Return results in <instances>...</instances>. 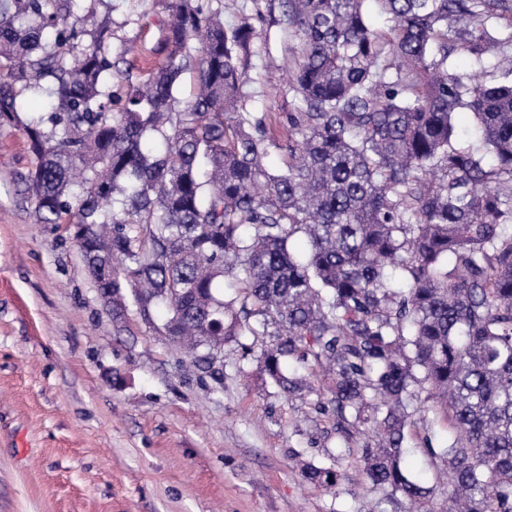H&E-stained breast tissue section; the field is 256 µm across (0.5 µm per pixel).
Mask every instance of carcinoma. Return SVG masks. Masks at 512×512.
Here are the masks:
<instances>
[{
  "mask_svg": "<svg viewBox=\"0 0 512 512\" xmlns=\"http://www.w3.org/2000/svg\"><path fill=\"white\" fill-rule=\"evenodd\" d=\"M87 2L0 0V123L47 98L24 125L36 223L67 225L112 319L130 295L165 309L198 366L252 337L241 347L280 393L316 396L339 433L371 430L355 452L381 504L512 512V0H279L280 139L247 107L240 64L260 9L226 26L222 0H163L166 62L135 75L104 0ZM456 52L478 65L465 81ZM188 70L199 89L182 100ZM463 111L480 133L467 145ZM429 401L451 438L421 452L448 468L446 490L401 466ZM301 476L350 481L337 459Z\"/></svg>",
  "mask_w": 512,
  "mask_h": 512,
  "instance_id": "carcinoma-1",
  "label": "carcinoma"
}]
</instances>
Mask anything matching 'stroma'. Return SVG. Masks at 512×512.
Masks as SVG:
<instances>
[{
  "label": "stroma",
  "mask_w": 512,
  "mask_h": 512,
  "mask_svg": "<svg viewBox=\"0 0 512 512\" xmlns=\"http://www.w3.org/2000/svg\"><path fill=\"white\" fill-rule=\"evenodd\" d=\"M162 0H112V44L139 65L165 60ZM285 40L257 32L244 60L258 112L289 111L278 80ZM0 126V512H374L375 500L303 485L297 460L360 464L311 398L280 395L239 343L224 369L183 363L162 311L129 303L118 328L65 226L35 224L24 178L34 165L22 121Z\"/></svg>",
  "instance_id": "stroma-1"
}]
</instances>
